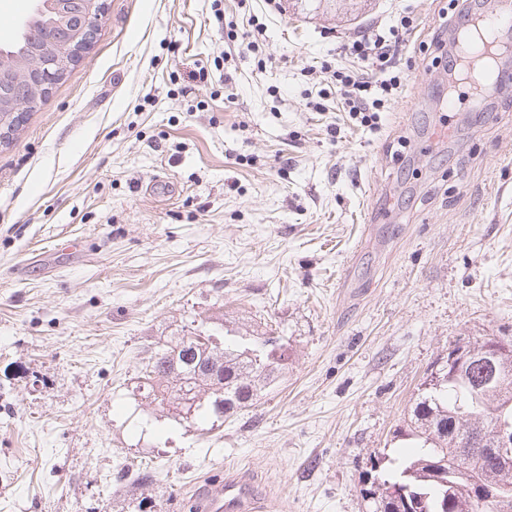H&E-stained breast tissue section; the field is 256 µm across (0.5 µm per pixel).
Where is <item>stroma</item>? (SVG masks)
<instances>
[{
	"instance_id": "35a3bbf8",
	"label": "stroma",
	"mask_w": 512,
	"mask_h": 512,
	"mask_svg": "<svg viewBox=\"0 0 512 512\" xmlns=\"http://www.w3.org/2000/svg\"><path fill=\"white\" fill-rule=\"evenodd\" d=\"M250 10L259 58L226 37L239 0H105L0 146V512H189L227 473L270 512H367L369 458L406 451L433 364L512 338V55L486 111L447 114L424 46L449 0ZM402 12L407 81L371 130L324 67ZM223 315L291 351L208 431L138 384L148 351Z\"/></svg>"
}]
</instances>
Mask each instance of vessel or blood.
I'll return each instance as SVG.
<instances>
[{"label":"vessel or blood","instance_id":"vessel-or-blood-1","mask_svg":"<svg viewBox=\"0 0 512 512\" xmlns=\"http://www.w3.org/2000/svg\"><path fill=\"white\" fill-rule=\"evenodd\" d=\"M511 29V6L477 16L471 34L459 45L462 86L482 94L497 92L501 82L497 67L500 37ZM194 512H264V506L247 485L228 477L207 484L195 500Z\"/></svg>","mask_w":512,"mask_h":512}]
</instances>
